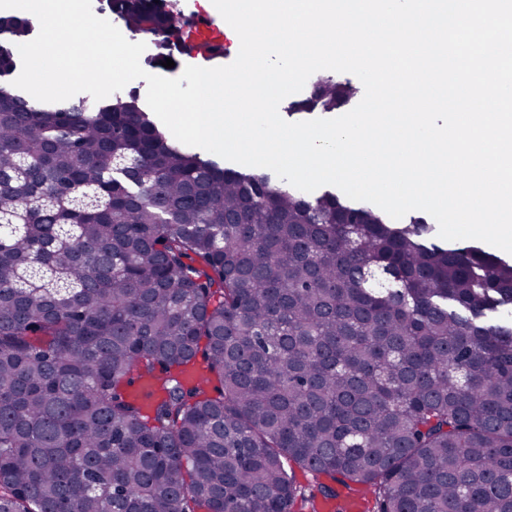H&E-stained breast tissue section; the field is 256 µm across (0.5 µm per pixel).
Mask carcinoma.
<instances>
[{
	"label": "carcinoma",
	"mask_w": 512,
	"mask_h": 512,
	"mask_svg": "<svg viewBox=\"0 0 512 512\" xmlns=\"http://www.w3.org/2000/svg\"><path fill=\"white\" fill-rule=\"evenodd\" d=\"M110 4L134 35L224 55L173 0ZM353 94L319 78L293 108ZM363 489L365 512H512V262L224 168L134 92L1 86L0 512H350Z\"/></svg>",
	"instance_id": "obj_1"
}]
</instances>
